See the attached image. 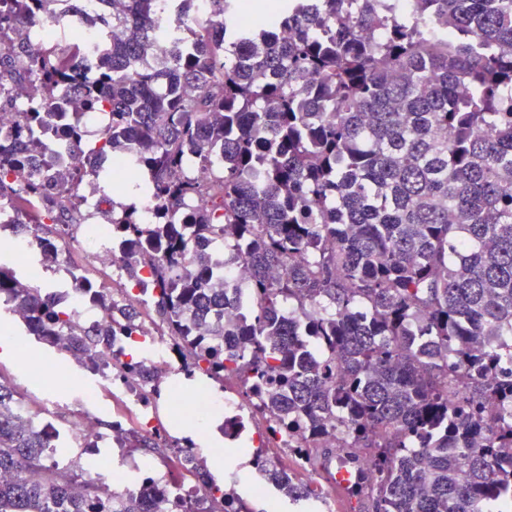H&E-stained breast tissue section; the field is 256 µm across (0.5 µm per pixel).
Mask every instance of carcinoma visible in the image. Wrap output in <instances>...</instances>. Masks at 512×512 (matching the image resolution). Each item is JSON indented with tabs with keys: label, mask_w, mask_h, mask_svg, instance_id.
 <instances>
[{
	"label": "carcinoma",
	"mask_w": 512,
	"mask_h": 512,
	"mask_svg": "<svg viewBox=\"0 0 512 512\" xmlns=\"http://www.w3.org/2000/svg\"><path fill=\"white\" fill-rule=\"evenodd\" d=\"M60 0H0V86L29 52L44 88L19 128L42 146L55 92L78 84L84 106L108 110L98 151L130 155L123 190L155 200L157 224L132 203L112 220L128 270L153 271L158 324L183 359L254 379L270 433L288 432L313 467L347 438L366 512H495L512 502V0H284L282 42L226 27L238 0H211L200 42L157 55L159 0H112L87 66L76 37L45 34ZM382 26L375 40L363 30ZM32 157L0 145V199L39 197L77 214ZM208 196L211 210L190 213ZM200 238L238 244L224 260L250 272L240 304L206 255L183 265L181 221ZM284 274L270 277L273 270ZM0 294L29 313V335L82 349L134 334L114 300L104 332L65 335L66 312L0 264ZM24 393L0 379V512H147L154 494L105 506L70 451L14 415ZM122 448H157L136 432ZM288 503L322 493L258 457ZM181 512H253L237 493L185 500Z\"/></svg>",
	"instance_id": "carcinoma-1"
}]
</instances>
